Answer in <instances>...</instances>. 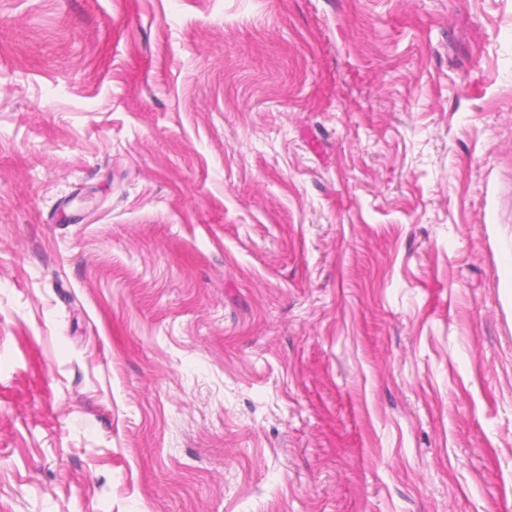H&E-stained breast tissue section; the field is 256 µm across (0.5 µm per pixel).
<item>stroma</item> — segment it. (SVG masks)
<instances>
[{"label":"stroma","instance_id":"1","mask_svg":"<svg viewBox=\"0 0 512 512\" xmlns=\"http://www.w3.org/2000/svg\"><path fill=\"white\" fill-rule=\"evenodd\" d=\"M0 512H512V0H0Z\"/></svg>","mask_w":512,"mask_h":512}]
</instances>
